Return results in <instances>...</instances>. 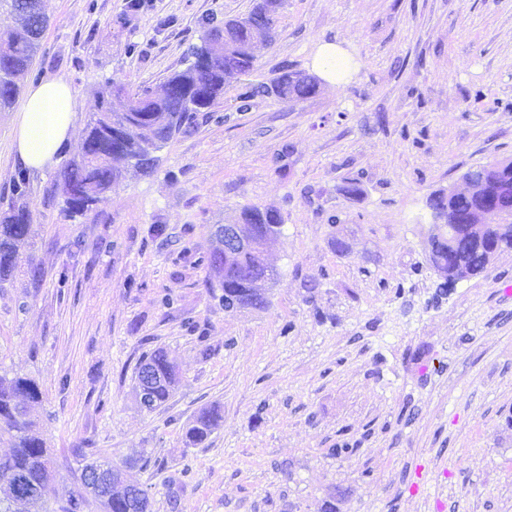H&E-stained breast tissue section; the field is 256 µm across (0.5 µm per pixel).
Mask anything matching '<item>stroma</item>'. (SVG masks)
<instances>
[{"mask_svg":"<svg viewBox=\"0 0 512 512\" xmlns=\"http://www.w3.org/2000/svg\"><path fill=\"white\" fill-rule=\"evenodd\" d=\"M253 3L44 0L25 82L66 81L75 120L59 164L27 171L35 233L0 283V371L43 391L49 506L72 490L74 449L118 464L143 448L129 476L151 512H512V249L439 299L427 262L430 196L512 160V0H284L253 70L154 172L128 171L95 212L64 218L54 185L107 83L157 87L204 19ZM326 43L350 58L344 86L237 111L242 86L315 74ZM17 112H0L2 203ZM247 205L281 216L279 277L268 307L230 314L194 256ZM158 346L181 379L148 412L135 371ZM213 403L221 427L185 447L183 425Z\"/></svg>","mask_w":512,"mask_h":512,"instance_id":"obj_1","label":"stroma"}]
</instances>
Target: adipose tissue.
<instances>
[{
    "label": "adipose tissue",
    "instance_id": "1",
    "mask_svg": "<svg viewBox=\"0 0 512 512\" xmlns=\"http://www.w3.org/2000/svg\"><path fill=\"white\" fill-rule=\"evenodd\" d=\"M73 91L61 80L32 85L17 115L14 145L32 168L55 165L73 124Z\"/></svg>",
    "mask_w": 512,
    "mask_h": 512
}]
</instances>
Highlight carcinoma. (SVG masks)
<instances>
[{"mask_svg":"<svg viewBox=\"0 0 512 512\" xmlns=\"http://www.w3.org/2000/svg\"><path fill=\"white\" fill-rule=\"evenodd\" d=\"M282 0H257L244 17L224 21V25L209 27L201 36V45L190 52L210 55L206 68L189 63L172 73L164 86L172 87V94L163 95L152 88L125 93V106L112 109V97L120 96L110 90L109 98L100 101L96 112L87 123L83 153L65 168L61 175L62 212L70 219L85 217L93 208L85 206L87 190L104 198L112 196V185L119 182L124 157L137 158L136 167L144 172L153 171L157 157L150 154L148 144H165L189 128L199 115H207L224 96V87L253 69L256 57L227 58L224 44L242 43L250 36V27L260 21L269 41L276 36V14ZM0 10L17 17L19 26L0 39V112L11 107L21 90V83L31 70L40 42L47 27L41 0H0ZM278 98L302 100L317 92L316 80L306 82L296 72H284L270 87ZM141 106L142 118L119 139L111 130L125 128L128 121L127 105ZM484 185L483 194L494 200L512 196V168L501 163H488L465 172ZM482 205L475 198L451 195L447 200L452 215L467 218L471 210ZM241 217L246 224H255L264 231L267 224H281V218L255 205L243 208ZM457 236L447 241L439 236L430 239V262L444 275L445 282L437 290L448 295V285L458 280L485 272L492 261L490 246L498 251L512 248V223H482L478 232L469 225H455ZM32 233L31 213L26 203L11 199L8 210L0 218V282L10 279L14 270V256ZM207 266L218 278L222 291L220 300L224 311L233 312V300L250 297L263 308L268 299L259 295L253 280L278 277L276 270L266 271L250 253L225 257L215 249L205 257ZM179 382L176 367L168 352L156 348L145 354L135 373L136 397L141 408L151 412L161 407L172 395ZM43 393L39 384L28 377L0 372V443L8 445L9 452L0 456V512H46L44 494L47 474L53 472L50 450L43 435L30 416L33 406L40 403ZM224 419L218 404L202 408L185 427L183 442L188 447L205 444ZM142 455L132 454L121 464L99 461L93 454L80 452L77 466L70 471L75 490L61 512H148L150 496L140 483L131 481L127 471Z\"/></svg>","mask_w":512,"mask_h":512,"instance_id":"obj_1","label":"carcinoma"}]
</instances>
